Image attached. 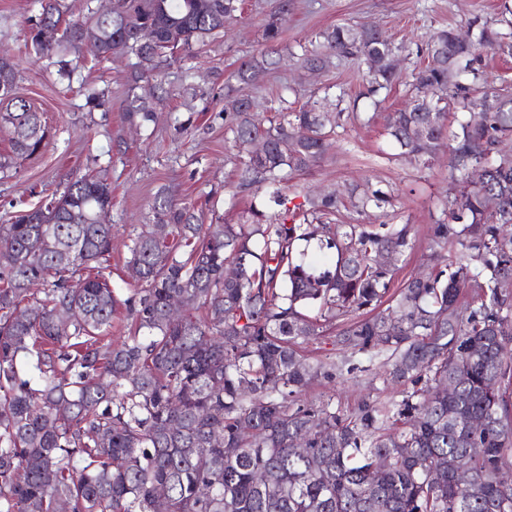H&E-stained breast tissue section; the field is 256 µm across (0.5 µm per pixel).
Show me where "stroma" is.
<instances>
[{"mask_svg":"<svg viewBox=\"0 0 512 512\" xmlns=\"http://www.w3.org/2000/svg\"><path fill=\"white\" fill-rule=\"evenodd\" d=\"M504 0H291L281 26V46L291 50L314 39L336 24H373L382 29L396 48L403 81L384 94L380 108H373L362 93L366 72L352 59H341L335 68L310 74L299 69L294 58L284 57L278 70L269 72L258 84L246 87V94L269 105L283 85L293 84L289 95L294 107L330 95L348 118L337 127L332 146L323 163L301 176L299 183L313 190H344L349 186H370L392 197L383 219L391 224L410 223L415 242L400 264L397 281L406 280L426 263L432 227L451 193L448 161L440 159L433 168L400 156L386 128L389 112L409 98L412 75L427 63L421 49L436 31L469 28L471 22L499 18ZM279 6V0H244L241 17L227 21L225 35L210 44L195 62L196 97L191 109L166 99L155 105L151 137L140 133L126 115L125 67L118 61L92 65L77 61L76 78L92 82L108 93L104 105L87 102L78 90H67L60 79L57 60L35 55L25 42L30 0H0V51L16 65L15 91L35 104L50 136L42 151L15 159L0 172V224L20 209L36 206L43 193L63 189L67 180L87 168L101 166L112 185L113 226L111 284L120 295L134 285L124 263L128 255L126 231L132 224L154 220L151 205L160 191L193 204L203 202L208 192L219 199L215 214H204L236 222L239 211L252 198L232 196L237 180L230 158V143L224 136V93L236 87L233 77L239 65L258 56L264 47L263 30ZM393 388L366 373L346 374L335 383L313 382L305 391L307 399L334 398L349 410L361 401H385L396 397Z\"/></svg>","mask_w":512,"mask_h":512,"instance_id":"35a3bbf8","label":"stroma"}]
</instances>
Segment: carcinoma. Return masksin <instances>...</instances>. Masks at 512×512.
Returning a JSON list of instances; mask_svg holds the SVG:
<instances>
[{
  "instance_id": "obj_1",
  "label": "carcinoma",
  "mask_w": 512,
  "mask_h": 512,
  "mask_svg": "<svg viewBox=\"0 0 512 512\" xmlns=\"http://www.w3.org/2000/svg\"><path fill=\"white\" fill-rule=\"evenodd\" d=\"M35 4L27 44L36 55L127 60L128 119L140 127L155 110L138 82L162 86L169 60L187 64L189 80L188 61L243 11V0H115L112 13L79 21L66 0ZM289 9L281 0L264 29L270 50L241 63L239 83L277 64ZM90 32L95 45L86 48ZM300 49L304 69L339 57L366 65L369 96L400 80L391 42L364 24L327 28ZM483 49L512 56L509 3L476 42L456 41L452 29L433 35L410 99L389 117L400 155L430 163L448 148L453 184L433 225L432 271L392 295L412 225L337 224L340 196L292 182L323 161L344 113L317 101L290 111L286 86L271 116L247 94L224 93L235 194L267 202L214 229L195 207L158 194L154 223L130 225L126 266L138 276L124 299L104 274L113 231L104 177H76L0 224V512H57L60 502L71 512H154L160 492L166 512H512V158L498 150L512 140V90L481 78ZM0 78L10 84L0 128L12 154L32 156L49 130L16 95L4 53ZM476 94L499 104L476 115ZM453 112L465 118L450 131ZM349 201L367 216L390 196L353 188ZM312 239L334 250L320 272L295 251ZM382 253L393 262L379 266ZM227 265L237 279L224 278ZM466 289L472 304L463 310ZM120 309L127 335L115 342ZM333 327L343 358L309 360L307 346ZM29 356L35 363L24 370ZM375 369L400 399L349 412L331 397L300 399L315 378ZM468 418L481 427H465ZM465 458L471 482L461 486Z\"/></svg>"
}]
</instances>
